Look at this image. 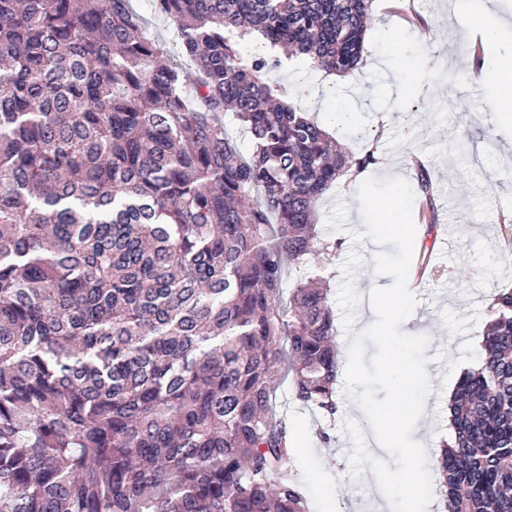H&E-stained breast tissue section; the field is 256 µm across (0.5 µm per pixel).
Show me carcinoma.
<instances>
[{"label": "carcinoma", "mask_w": 512, "mask_h": 512, "mask_svg": "<svg viewBox=\"0 0 512 512\" xmlns=\"http://www.w3.org/2000/svg\"><path fill=\"white\" fill-rule=\"evenodd\" d=\"M374 0H0V512H310L273 398L336 413L317 202L357 157L269 76L361 60ZM251 138L242 153L225 117ZM414 190L438 221L433 172ZM448 401L444 512H512V288ZM150 1L152 0H133L132 4L138 12L151 22L150 32L152 36L154 35L164 39L170 50L171 58L179 61L181 59V53L177 38L176 41L173 42L176 25L169 19H161L154 16L153 10L151 12Z\"/></svg>", "instance_id": "cac0c4a2"}]
</instances>
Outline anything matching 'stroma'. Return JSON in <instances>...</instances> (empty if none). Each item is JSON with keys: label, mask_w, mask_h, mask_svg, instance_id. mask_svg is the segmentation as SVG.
<instances>
[{"label": "stroma", "mask_w": 512, "mask_h": 512, "mask_svg": "<svg viewBox=\"0 0 512 512\" xmlns=\"http://www.w3.org/2000/svg\"><path fill=\"white\" fill-rule=\"evenodd\" d=\"M409 23H402L385 0H374L373 20L364 43L368 68L357 69L348 84L324 72L295 64L271 74V82L287 86L290 102L310 112L318 123L354 152L376 149L383 163L371 169L380 179L413 177L414 161L434 171V201L439 221L434 229L417 225L409 280L419 281V300L412 334L430 339L426 370L432 394L426 400L425 425L414 440L427 448L448 439V385L474 367L481 354L477 340L493 294L512 288V242L500 226L512 220V164L501 163L504 147H512V122L499 121L493 109L496 90L461 68V48L471 41V22L479 0H403ZM412 46L402 59L395 42ZM409 76L398 94L395 74ZM360 178H342L317 207L322 238L336 250L322 261L329 302L336 315L337 340L347 348L355 333L375 319L369 292L388 286L392 277L376 274L377 244H355L352 232L364 225L357 197ZM452 236H445V226ZM341 417L302 406L289 383L277 392V411L289 423L305 427L312 455L296 456L298 482L309 501L325 497L327 512H392L371 471L350 474L353 449L346 421L360 427L371 456L386 458L356 402L336 384ZM330 434L324 444L322 434Z\"/></svg>", "instance_id": "35a3bbf8"}]
</instances>
